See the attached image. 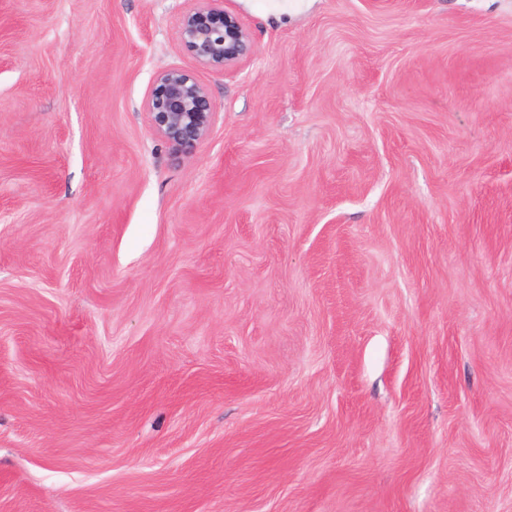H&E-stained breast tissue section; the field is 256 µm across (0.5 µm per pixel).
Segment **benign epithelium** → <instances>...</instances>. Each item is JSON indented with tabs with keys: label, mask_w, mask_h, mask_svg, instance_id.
I'll return each instance as SVG.
<instances>
[{
	"label": "benign epithelium",
	"mask_w": 512,
	"mask_h": 512,
	"mask_svg": "<svg viewBox=\"0 0 512 512\" xmlns=\"http://www.w3.org/2000/svg\"><path fill=\"white\" fill-rule=\"evenodd\" d=\"M181 20L183 45L201 66L224 69L253 52L250 33L224 10V0H198ZM155 132L176 154H194L206 139L216 107L207 88L187 70L169 68L158 74L146 99Z\"/></svg>",
	"instance_id": "obj_1"
}]
</instances>
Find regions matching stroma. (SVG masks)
I'll return each instance as SVG.
<instances>
[{
    "label": "stroma",
    "instance_id": "35a3bbf8",
    "mask_svg": "<svg viewBox=\"0 0 512 512\" xmlns=\"http://www.w3.org/2000/svg\"><path fill=\"white\" fill-rule=\"evenodd\" d=\"M194 5L0 0V512H512V0ZM181 20L183 45L201 66L224 69L253 52L250 33L239 19L224 10L223 0H198ZM155 132L175 154H194L206 139L216 107L207 88L187 70L158 74L146 99Z\"/></svg>",
    "mask_w": 512,
    "mask_h": 512
}]
</instances>
